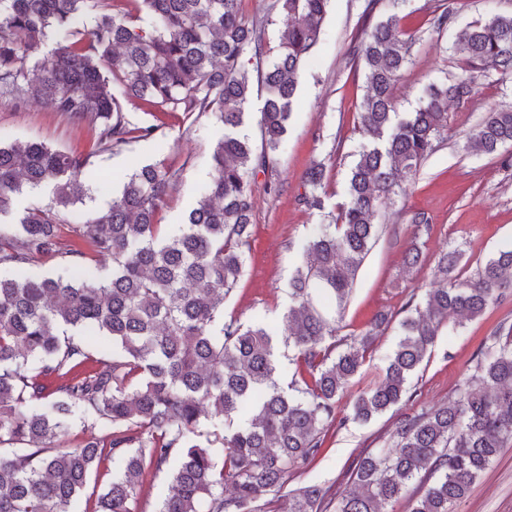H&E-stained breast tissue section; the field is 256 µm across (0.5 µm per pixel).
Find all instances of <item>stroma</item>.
<instances>
[{
  "label": "stroma",
  "mask_w": 512,
  "mask_h": 512,
  "mask_svg": "<svg viewBox=\"0 0 512 512\" xmlns=\"http://www.w3.org/2000/svg\"><path fill=\"white\" fill-rule=\"evenodd\" d=\"M439 3L401 0L395 8L401 28L416 38L412 61L394 90L400 113L417 108L429 82L464 73L451 48L452 31L440 32L431 24ZM365 5L366 0H330L320 40L300 74L277 163L256 178L253 233L243 273L224 305L225 315L235 316L243 325L262 323L282 329L289 280L302 259V247L325 213L336 212L346 198L350 168L363 143L357 107L365 92L364 75L351 65L348 52L362 26ZM504 103H512V83L491 74L473 98L450 105L444 140L382 215L379 237L357 273L337 337L345 340L364 333L381 312L391 315L392 321L337 401L341 425L327 434L324 455L291 480V487L330 484L364 449L390 445L401 415L459 397L474 372L482 339L498 321H512L509 290L485 316L465 322L459 336L436 338L411 379L409 402L365 423L349 419L353 397L372 388L384 373L410 296L440 287L432 259L448 250L461 251L458 274L465 280L500 248L512 244V166L504 165L502 156L476 155L467 148L484 112ZM130 114L139 122L158 123L156 134L91 156L85 176L91 199L74 211L107 207L126 177L142 165L162 160L177 170L178 179L158 222L161 233L176 231L209 181L212 148L223 129L209 116L192 122L178 112L156 119L137 108ZM92 138L88 126L72 124L40 102L20 108L0 102V145L32 140L64 152H84ZM318 161L326 167L321 212L296 202L308 168ZM416 212L429 217V230L411 224ZM414 243L428 262L411 269L404 264V254ZM458 512H512V444L476 483Z\"/></svg>",
  "instance_id": "obj_1"
}]
</instances>
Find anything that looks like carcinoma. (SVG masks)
Listing matches in <instances>:
<instances>
[{
  "mask_svg": "<svg viewBox=\"0 0 512 512\" xmlns=\"http://www.w3.org/2000/svg\"><path fill=\"white\" fill-rule=\"evenodd\" d=\"M242 0H0V99H36L94 131L101 153L151 138L133 103L150 112L210 115L224 127L204 196L179 232L159 234L157 216L177 172L164 162L136 170L105 209L71 223L88 192L89 156L41 142L0 146V512H74L94 470L121 463L91 512H139L146 475L178 458L158 512H456L512 442V324L499 322L476 353L472 385L455 401L403 417L393 444L365 451L348 470L353 489L306 485L281 495L323 453L336 400L391 317L343 348L336 338L355 277L372 249L379 212L414 178L448 127V106L474 96L489 70L512 79V14L460 24L453 45L467 75L431 83L418 109L397 119L394 88L410 63L413 36L382 0H368L350 50L364 72L358 106L363 139L346 201L303 247L290 281L283 335L298 350L288 390L276 380L275 334L224 317L252 236L256 177L273 168L288 131L298 75L318 44L329 0H271L244 20ZM146 12L150 22L133 23ZM286 23L276 52L269 14ZM123 88L117 96L114 87ZM265 100L246 126L253 89ZM478 154L512 148V106L485 114L469 140ZM49 185L52 197L21 214L16 196ZM300 205L323 210L324 166L306 174ZM54 258L104 277L27 268ZM462 254L441 255L445 282L410 299L382 379L358 394L351 419L366 422L411 399L410 379L442 329L483 316L512 288V248L459 282ZM222 321L219 331L212 330ZM112 341L93 352L86 334ZM224 416L218 442L200 440L209 411ZM85 438L67 444L70 418Z\"/></svg>",
  "mask_w": 512,
  "mask_h": 512,
  "instance_id": "cac0c4a2",
  "label": "carcinoma"
}]
</instances>
